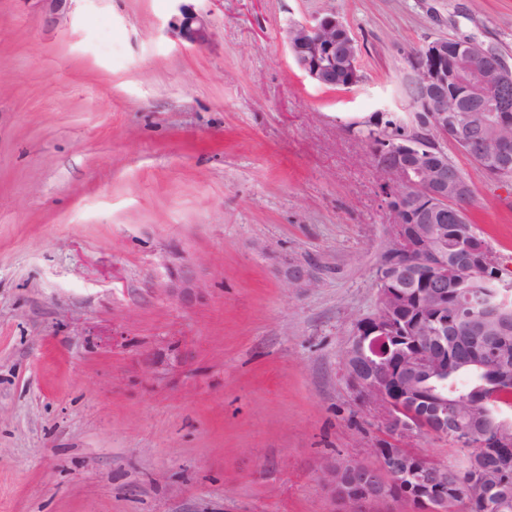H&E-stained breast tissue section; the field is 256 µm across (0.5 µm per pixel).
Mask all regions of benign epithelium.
Segmentation results:
<instances>
[{"label":"benign epithelium","mask_w":512,"mask_h":512,"mask_svg":"<svg viewBox=\"0 0 512 512\" xmlns=\"http://www.w3.org/2000/svg\"><path fill=\"white\" fill-rule=\"evenodd\" d=\"M46 22L57 23L66 14L70 0H38ZM168 34L193 48L208 46L214 33L203 14L181 3L170 22ZM286 42L297 67L315 83L336 85V63L358 75L355 42L349 30L330 10L314 22H298L286 29ZM457 63L448 65V39L439 38L415 51L410 64L415 72L412 88L417 91V110L430 112L440 123L429 131L448 138L447 112L484 111L483 102L492 94V112H512V67L498 52L473 40L455 41ZM497 167L512 172V138L503 137L493 151ZM389 184L388 207L393 220L390 239L376 275L374 310L354 323L346 355L345 375L359 402L373 409L397 440V446L376 451L380 465L367 466L354 459L323 460L319 479L336 512H392L388 476L427 488L434 502L445 505L448 476L421 467L419 454L408 446L422 437L421 429L402 416L403 405L431 417L432 433L457 437L466 434L472 459L493 458L486 479L473 492L485 493L492 482L498 489L508 487L512 476V430L507 425L495 432L486 430L484 410L479 401L456 399L438 391L448 383V371L484 369L496 365L505 381L512 380V364L501 354L494 336L509 333L512 320V284L498 275L495 255L478 236L458 246L457 270L477 286L493 284L502 289L503 299L493 315L483 317L472 305L457 308V320L448 329V274L441 271V250L448 243V224L455 211L447 208L448 198L457 199L469 191L459 174L448 168V153L438 149L437 159L419 152L414 139L392 146L380 164ZM200 264L180 253L168 261L166 292L171 300L188 307L204 299L208 288L199 274ZM288 282L309 288L316 277L305 267L290 264ZM414 302L407 313L412 335L399 336L389 316L396 304ZM467 350L468 358L448 359V345ZM184 357L177 349L152 350L142 357L143 369L179 363Z\"/></svg>","instance_id":"benign-epithelium-1"}]
</instances>
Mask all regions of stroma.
<instances>
[{"label":"stroma","mask_w":512,"mask_h":512,"mask_svg":"<svg viewBox=\"0 0 512 512\" xmlns=\"http://www.w3.org/2000/svg\"><path fill=\"white\" fill-rule=\"evenodd\" d=\"M0 0V512H332L323 458L390 434L345 380L391 213L361 132L410 126L409 56L471 39L512 63V0ZM336 11L362 80L313 82L284 31ZM512 273V179L441 140ZM198 259L199 304L164 258ZM311 264L313 288L288 284ZM175 342L187 363L145 372ZM178 12L168 27L170 37L193 48L208 46L214 33L203 14L197 12L192 5L184 3L179 4ZM200 264L180 253L168 261L166 292L171 300L188 307L204 299L208 288L199 274Z\"/></svg>","instance_id":"1"}]
</instances>
